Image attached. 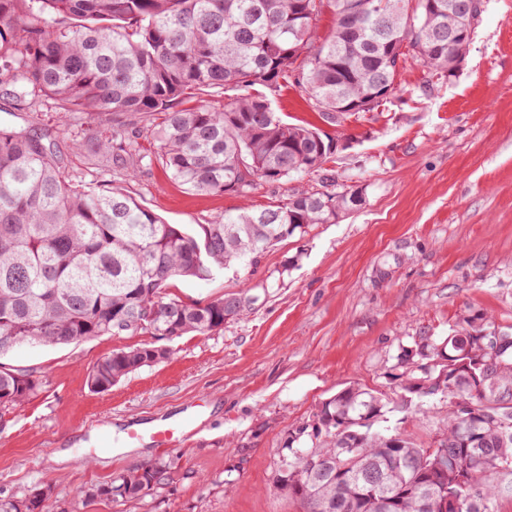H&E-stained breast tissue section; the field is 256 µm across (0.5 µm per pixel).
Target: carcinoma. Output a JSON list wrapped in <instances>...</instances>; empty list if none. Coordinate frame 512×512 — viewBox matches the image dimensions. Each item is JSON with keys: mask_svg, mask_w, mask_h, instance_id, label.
<instances>
[{"mask_svg": "<svg viewBox=\"0 0 512 512\" xmlns=\"http://www.w3.org/2000/svg\"><path fill=\"white\" fill-rule=\"evenodd\" d=\"M332 2L335 26L322 38L316 20L324 0H0V87L34 108L50 101L60 114L78 113L86 124L111 117L95 136L93 165L103 171L135 173L147 158L139 142L147 135L175 182L245 196L262 182L320 172L336 154L334 138L283 121L263 89L291 78L339 124L396 97L408 61L444 79L469 50L473 28L448 12V0H387L369 14L365 0ZM202 95L227 101L218 110L198 106ZM63 162L51 132L0 126V351L218 331L255 297L188 303L167 293L172 281L256 263L269 247L335 221L352 198H363L359 188L292 195L226 213L193 235L111 179L94 187L66 179ZM167 354L152 344L114 351L93 364L88 385L106 391ZM391 381L400 391L395 411L438 394L448 400L434 452L374 428L388 401L349 386L288 431L274 486L305 512H435L448 496L458 512H498V500L512 492L498 480L512 470V326L475 312L439 339L422 332L401 349ZM42 386L34 373L0 365V406L20 405ZM176 475L158 460L78 494L122 503ZM50 494L35 485L0 499V512H49Z\"/></svg>", "mask_w": 512, "mask_h": 512, "instance_id": "1", "label": "carcinoma"}]
</instances>
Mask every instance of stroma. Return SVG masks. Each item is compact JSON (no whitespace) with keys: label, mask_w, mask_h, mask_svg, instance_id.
Returning a JSON list of instances; mask_svg holds the SVG:
<instances>
[{"label":"stroma","mask_w":512,"mask_h":512,"mask_svg":"<svg viewBox=\"0 0 512 512\" xmlns=\"http://www.w3.org/2000/svg\"><path fill=\"white\" fill-rule=\"evenodd\" d=\"M397 81L392 104L338 125L325 122L292 83L272 93L284 121L312 124L340 141L330 167L339 183L362 188L365 202L278 243L255 265L171 288L203 303L250 291L256 301L247 315L167 342V358L104 392L87 385L92 365L146 336L23 344L0 354V364L43 381L24 404L0 406V498L46 484L51 512H305L273 485L289 429L350 385L395 398L397 356L421 331L447 335L474 311L512 325V0H483L454 76L431 79L411 61ZM0 125L49 129L66 153L65 175L92 181L87 152L69 150L73 138L87 141L90 133L51 104L35 112L0 95ZM126 187L143 207L191 233L227 212L326 189L319 176L302 174L260 183L245 196L198 194L155 162ZM195 400L202 417L181 446L116 454L80 440L93 419L122 429L136 419L177 418ZM447 413L437 395L408 416L389 413L387 424L426 446L442 433ZM65 449L69 457L56 461ZM158 458L174 462L179 478L151 495L122 505L76 495Z\"/></svg>","instance_id":"stroma-1"}]
</instances>
